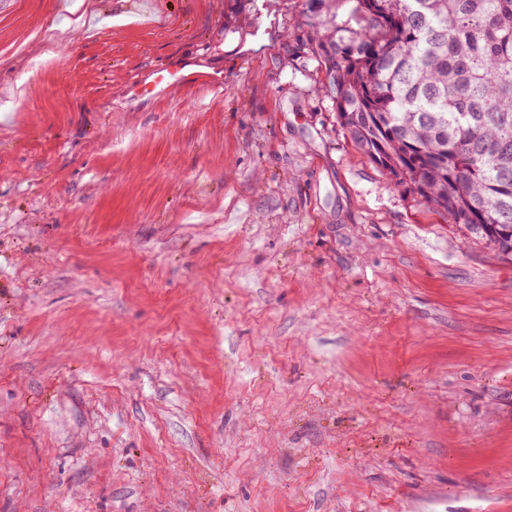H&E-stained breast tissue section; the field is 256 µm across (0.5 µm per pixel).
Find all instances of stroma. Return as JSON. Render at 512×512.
Here are the masks:
<instances>
[{"instance_id":"1","label":"stroma","mask_w":512,"mask_h":512,"mask_svg":"<svg viewBox=\"0 0 512 512\" xmlns=\"http://www.w3.org/2000/svg\"><path fill=\"white\" fill-rule=\"evenodd\" d=\"M304 8L0 0V512H512V259L354 148ZM189 64L185 62L175 61L168 65L164 70L155 72L151 82L145 83L134 81L131 85V91L135 96L150 95L155 96L180 84L193 85L203 82L207 87L212 89L219 87V81L214 77L198 78L196 81L190 82L196 77L194 73H186V67Z\"/></svg>"}]
</instances>
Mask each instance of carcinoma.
I'll list each match as a JSON object with an SVG mask.
<instances>
[{
  "label": "carcinoma",
  "instance_id": "cac0c4a2",
  "mask_svg": "<svg viewBox=\"0 0 512 512\" xmlns=\"http://www.w3.org/2000/svg\"><path fill=\"white\" fill-rule=\"evenodd\" d=\"M350 142L472 238L512 254V0H306Z\"/></svg>",
  "mask_w": 512,
  "mask_h": 512
}]
</instances>
